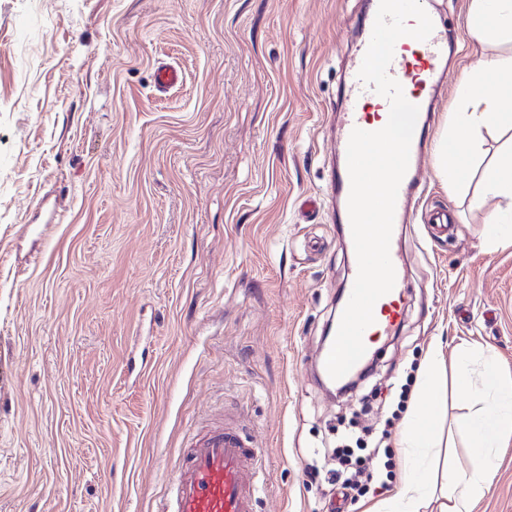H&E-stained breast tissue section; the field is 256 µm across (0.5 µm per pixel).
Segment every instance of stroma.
<instances>
[{"mask_svg": "<svg viewBox=\"0 0 512 512\" xmlns=\"http://www.w3.org/2000/svg\"><path fill=\"white\" fill-rule=\"evenodd\" d=\"M439 133L479 55L465 0ZM363 0H0V512H164L216 419L259 450L256 512H364L324 476L348 422L380 436L431 342L512 372V248L483 235L482 133L445 190L427 149L401 238L409 285L376 370L335 398L314 374L349 279L328 183L337 87ZM170 63L181 87L157 92ZM454 221L441 235L434 208ZM370 403H363V396ZM473 512H512V447Z\"/></svg>", "mask_w": 512, "mask_h": 512, "instance_id": "obj_1", "label": "stroma"}]
</instances>
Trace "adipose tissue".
<instances>
[{
    "label": "adipose tissue",
    "instance_id": "adipose-tissue-1",
    "mask_svg": "<svg viewBox=\"0 0 512 512\" xmlns=\"http://www.w3.org/2000/svg\"><path fill=\"white\" fill-rule=\"evenodd\" d=\"M464 26L481 61L465 71L457 88L459 110L448 123L450 158L441 173L452 186L470 172L476 134L512 124V0H466ZM480 197L498 202L485 236L496 246L511 247L512 154L484 172ZM456 362L455 385L473 400V411L462 423L470 465L463 469L445 461L434 479L421 471L432 449L442 444L431 381L445 361L440 347L432 344L418 368L417 401L404 416L397 440L402 465L392 501L399 512H424L436 498L441 501L438 512H471L491 485L500 448L512 442V377L500 372L494 351L466 343Z\"/></svg>",
    "mask_w": 512,
    "mask_h": 512
}]
</instances>
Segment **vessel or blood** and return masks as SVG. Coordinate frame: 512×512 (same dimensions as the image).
<instances>
[{"instance_id":"1","label":"vessel or blood","mask_w":512,"mask_h":512,"mask_svg":"<svg viewBox=\"0 0 512 512\" xmlns=\"http://www.w3.org/2000/svg\"><path fill=\"white\" fill-rule=\"evenodd\" d=\"M379 0H366L362 29L349 60L343 89V109L337 129L338 164L331 178V192L338 202L339 223H349L348 199L350 176L347 145L353 129L376 131L382 121L370 119L371 111L389 112L388 100L358 77L368 49ZM434 29L427 40L416 46L399 42L388 68L398 81L406 99L417 105L419 114L410 146V168L403 177L397 195L393 229L401 231L410 223L419 186L414 168L427 147L429 115L444 86L448 62L456 54V42L445 22L434 18ZM407 292L403 279H396L393 289L374 305V322L363 334L366 347H373L380 337L390 335L397 326L399 309ZM257 461L251 440L216 422L189 446L183 462L171 480L167 512H254L257 486L250 478V467Z\"/></svg>"}]
</instances>
